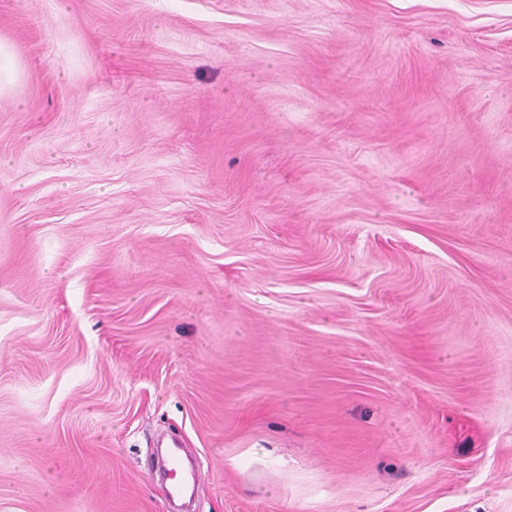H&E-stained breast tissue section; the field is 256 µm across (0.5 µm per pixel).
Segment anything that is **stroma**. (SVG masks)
<instances>
[{"label":"stroma","mask_w":512,"mask_h":512,"mask_svg":"<svg viewBox=\"0 0 512 512\" xmlns=\"http://www.w3.org/2000/svg\"><path fill=\"white\" fill-rule=\"evenodd\" d=\"M0 46V512H170L161 440L195 512H512V0H0Z\"/></svg>","instance_id":"stroma-1"}]
</instances>
